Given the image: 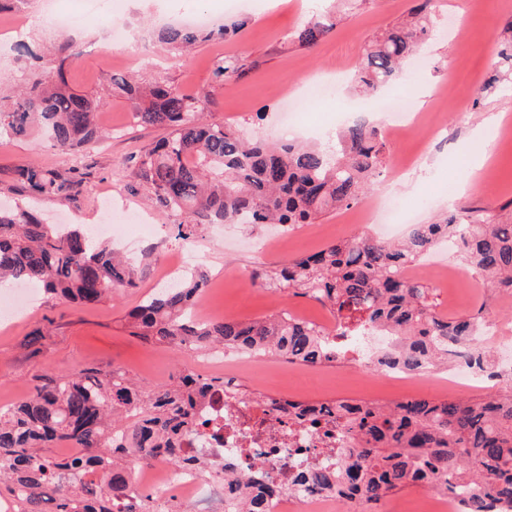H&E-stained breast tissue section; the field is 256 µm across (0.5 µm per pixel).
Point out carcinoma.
Masks as SVG:
<instances>
[{"instance_id":"carcinoma-1","label":"carcinoma","mask_w":512,"mask_h":512,"mask_svg":"<svg viewBox=\"0 0 512 512\" xmlns=\"http://www.w3.org/2000/svg\"><path fill=\"white\" fill-rule=\"evenodd\" d=\"M427 4L407 26H396L370 42L354 66L353 81L377 92L396 81L401 62L428 36ZM238 26L218 30L164 26L160 39L180 51L197 41L223 39ZM331 26L310 23L297 33L315 45ZM23 66L11 77L15 95L0 104V138L42 132L48 148L69 155L95 144L102 130L98 112L106 99L72 89L62 70L64 59H44L22 43ZM240 69L233 55L212 63L221 83ZM512 37L498 52L495 74L486 88L512 82ZM109 90L129 101L144 124L169 129L167 137L123 162L129 176L146 186L161 212L178 220L176 240L194 241L205 224H279L291 229L357 201L376 179L386 143L365 120L350 123L341 141L323 148L288 141L270 146L243 137L230 125L204 119L205 94L186 95L159 79L142 85L122 74L107 76ZM82 172L76 167L21 166L16 180L28 201H76ZM453 239L460 259L487 287L512 295V223L501 224L485 210L461 218L450 214L434 224H415L399 245L363 233L280 267H259L252 283L291 296L307 297L328 308L337 335L352 336L382 327L401 340L380 355L378 365L409 370L445 369L456 346L472 350L467 362L490 369L476 330L480 313L445 317L434 288L400 275L418 264L441 240ZM137 268L78 227L60 235L29 206L0 208V285L27 280L77 308H92L120 288L136 285ZM207 282L201 270L162 288L128 315L130 335L183 352L211 348L260 350L290 363L326 365L347 359L349 348L330 347L328 332L290 314L248 320L198 322L191 314L194 294ZM212 392L209 379L178 373L149 392L126 372L78 365L63 375L46 373L34 394L0 408V496L12 499L13 512H151L148 497L135 494L133 470L163 459L183 463L181 445L193 431L194 413ZM288 422L339 433L344 448L337 468L306 462L295 481L334 491L347 512L380 505L403 488L442 491L465 488L468 512L497 508L512 512V388L480 401L414 398L356 404L338 399L327 405L288 404ZM60 442L77 448L57 457L48 452ZM197 461L201 472L224 479V499L238 498V512H270L285 487L274 477L221 476L208 453Z\"/></svg>"}]
</instances>
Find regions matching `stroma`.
Returning <instances> with one entry per match:
<instances>
[{
	"instance_id": "35a3bbf8",
	"label": "stroma",
	"mask_w": 512,
	"mask_h": 512,
	"mask_svg": "<svg viewBox=\"0 0 512 512\" xmlns=\"http://www.w3.org/2000/svg\"><path fill=\"white\" fill-rule=\"evenodd\" d=\"M51 0H11L0 12V93L13 92L10 77L19 62L15 46L25 41L39 53L65 59L64 78L81 92L101 93L105 77L128 73L151 81L164 78L180 91L208 93L207 117L235 126L245 136L275 142L292 137L316 144L320 130L336 136L342 131L340 112L353 111L359 98L349 87L356 61L365 47L387 29L405 22L415 0H281L270 9L268 0H117L110 17L91 16L72 27L60 28L50 12ZM431 33L420 57L409 63L402 79L384 90L385 96L407 94L412 98L409 137L388 140L387 162L378 181L358 203L338 208L298 228L281 233L271 230L265 251L254 248L262 230L247 231L237 224H207L196 242L205 254L201 269L223 291L212 300L216 313L240 320L262 317L287 307L316 322L329 312L302 297L276 295L253 286L255 265L273 267L300 254L319 250L355 230L369 232V224L355 226L361 211L386 199L413 202L416 224H431L444 214L485 209L501 222L512 221V141L498 140L499 126L491 116L503 115L512 124V93L487 92L484 86L501 48L512 30V0H434ZM206 11L221 17L235 31L225 39L196 43L188 55L170 52L158 32L169 16ZM321 20L332 29L317 45L297 40L307 22ZM124 26V43L114 44L111 28ZM233 55L241 64L239 75L216 83L211 62L216 55ZM332 82L335 98H305L309 84ZM102 139L78 153L76 163L84 178L76 202L63 205L51 198L39 207L52 224L71 219L77 225L99 223L102 198L111 195L116 210L131 209L154 224L167 246H175V219L157 208L149 190L125 175L122 162L145 150L167 134L161 126L138 123L125 99L109 98L99 114ZM494 135L493 160L471 179L465 191L453 192L466 166L476 129ZM65 160L46 148L38 135L0 140V202L13 203L18 187L13 172L28 163L55 167ZM138 267L135 287L116 292L91 309H78L41 294L38 307L29 315L0 322V407L30 397L39 376L66 373L78 364L119 368L141 388L170 381L183 360L174 347L146 344L130 335L125 314L159 289L163 269L153 240L134 238ZM457 301L449 312L465 315L483 309L494 331L483 346L495 351L498 343L512 337V296L493 292L476 274L468 272L451 285ZM46 333L40 343L26 344L34 329ZM348 364L325 366L323 382L301 389L310 398L373 399L392 402L408 398L401 387L369 378L337 383Z\"/></svg>"
}]
</instances>
